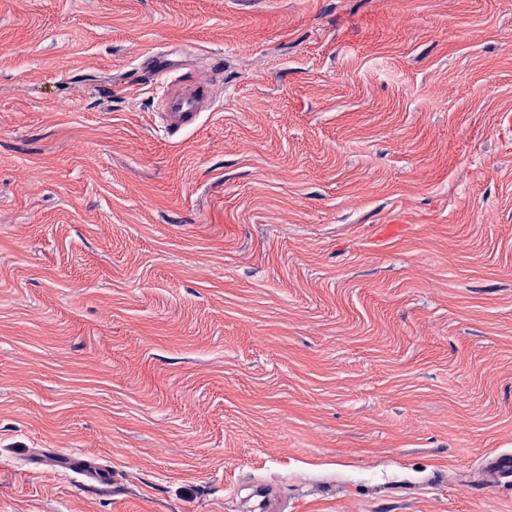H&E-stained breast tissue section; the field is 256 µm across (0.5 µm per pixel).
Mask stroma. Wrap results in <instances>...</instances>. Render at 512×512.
<instances>
[{
  "label": "stroma",
  "instance_id": "stroma-1",
  "mask_svg": "<svg viewBox=\"0 0 512 512\" xmlns=\"http://www.w3.org/2000/svg\"><path fill=\"white\" fill-rule=\"evenodd\" d=\"M509 113L512 0H0V512H512ZM164 128L177 135L195 128L202 112L211 110L214 101L206 79L188 74H172L163 62H155Z\"/></svg>",
  "mask_w": 512,
  "mask_h": 512
}]
</instances>
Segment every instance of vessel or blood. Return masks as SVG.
<instances>
[{
	"instance_id": "obj_1",
	"label": "vessel or blood",
	"mask_w": 512,
	"mask_h": 512,
	"mask_svg": "<svg viewBox=\"0 0 512 512\" xmlns=\"http://www.w3.org/2000/svg\"><path fill=\"white\" fill-rule=\"evenodd\" d=\"M155 68L165 129L177 135L195 128L202 113L214 106L207 80L188 74H173L160 61L156 62Z\"/></svg>"
}]
</instances>
